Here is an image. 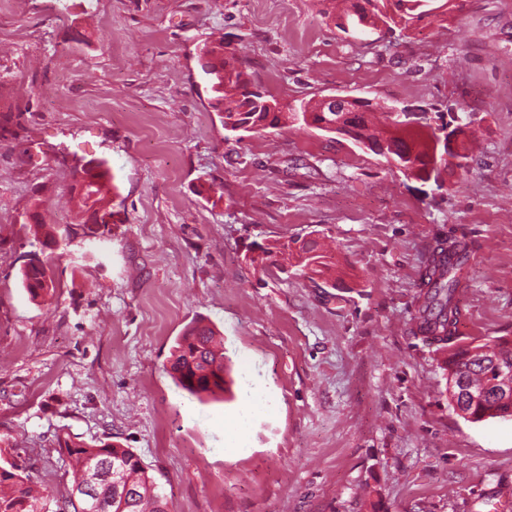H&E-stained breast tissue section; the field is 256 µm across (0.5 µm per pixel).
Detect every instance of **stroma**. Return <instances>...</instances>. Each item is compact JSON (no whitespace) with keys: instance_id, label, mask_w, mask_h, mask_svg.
I'll use <instances>...</instances> for the list:
<instances>
[{"instance_id":"1","label":"stroma","mask_w":512,"mask_h":512,"mask_svg":"<svg viewBox=\"0 0 512 512\" xmlns=\"http://www.w3.org/2000/svg\"><path fill=\"white\" fill-rule=\"evenodd\" d=\"M406 35L349 36L333 0H0V457L66 492L59 434L136 453L170 512H493L512 500V419L466 420L443 354L408 331L436 239L471 245L460 345L512 338V0H451ZM223 40L282 104L327 96L449 114L478 138L444 188L351 138L226 136L198 53ZM118 188L111 235H70L31 300L32 212L74 225L72 170ZM222 186L216 200L201 195ZM331 247L309 278L252 242ZM195 319L229 390L168 372ZM50 259L51 257L48 258L43 270L34 276H30L27 271L22 270V286L33 299L48 296L56 289L52 265L49 264Z\"/></svg>"}]
</instances>
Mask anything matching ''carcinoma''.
<instances>
[{"label":"carcinoma","mask_w":512,"mask_h":512,"mask_svg":"<svg viewBox=\"0 0 512 512\" xmlns=\"http://www.w3.org/2000/svg\"><path fill=\"white\" fill-rule=\"evenodd\" d=\"M426 0H353L345 16L356 18L361 30L383 27L388 32L405 31L420 20ZM208 57L203 74L212 93L211 106L219 112L224 131L251 132L258 129L281 128L302 123L351 137L369 150L394 161L406 175L424 183L441 179L442 174L456 167L451 161L441 162L442 145L436 132L425 133L390 121L382 129L374 126L370 114L383 113L389 108L373 107L368 99L350 102V111L325 110L320 102H306L286 112H273L261 97L249 91L245 61L235 51H228L218 42L202 48ZM88 189L78 193L80 210L76 223L93 208L112 210V176L107 164L87 178ZM255 260L259 265L290 253L294 266L303 271L322 274L332 269L329 256L315 247L302 243L295 247H259ZM469 259V244L458 238L435 241L419 275L416 308L411 318L410 332L445 351L441 367L447 375V391L451 404L464 412L465 418L478 422L486 418H512V385L505 384L504 370L512 367V341L491 338L477 345L454 347L456 328L462 311L460 289L463 270ZM21 283L33 299L50 295L56 289L52 265L30 275L22 271ZM170 374L176 384L191 394H211L224 391V344L217 333L200 321L191 323L173 346ZM465 387L476 397L461 401L458 388ZM59 454L68 459L64 476L69 484L85 479L95 463L120 460L121 479L129 487V497L114 496L113 486L101 482L96 494L104 504V512H167L168 502L158 491L155 481L146 473L140 458L118 443L89 444L69 434L57 436ZM0 512H80L72 495L50 499L34 490L26 468L15 461L0 464Z\"/></svg>","instance_id":"cac0c4a2"}]
</instances>
